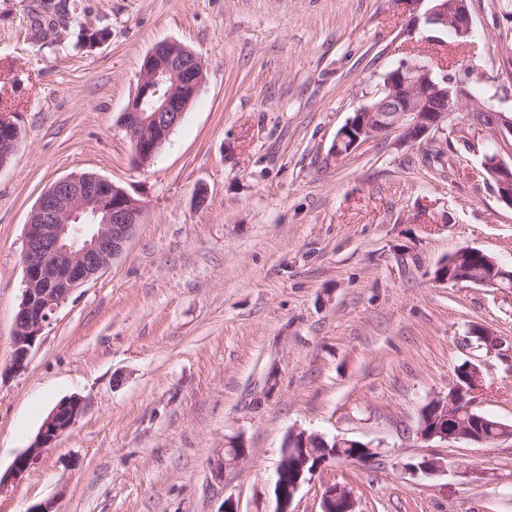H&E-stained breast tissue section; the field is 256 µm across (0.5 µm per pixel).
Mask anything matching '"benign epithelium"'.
<instances>
[{
	"instance_id": "benign-epithelium-1",
	"label": "benign epithelium",
	"mask_w": 512,
	"mask_h": 512,
	"mask_svg": "<svg viewBox=\"0 0 512 512\" xmlns=\"http://www.w3.org/2000/svg\"><path fill=\"white\" fill-rule=\"evenodd\" d=\"M431 27L450 29L460 36L472 32L467 0H403L418 8ZM201 59L177 41L154 45L144 57L134 94L129 99L120 123L130 142L135 161L150 164L171 132L180 124L204 82ZM475 102L466 83L448 81V76L434 75L429 63L402 62L383 76L377 92L368 97L339 131L331 148L338 159L361 144L399 133L401 145L419 143L429 136L445 133L454 114ZM481 134L495 138L512 135V115L495 113L490 128ZM20 142L14 113H0V167L11 159ZM483 168L493 182L497 199L512 208V163L500 155L484 154ZM144 205L119 184L92 172L72 173L52 184L40 197L29 224L26 225L21 262L24 288L15 318L13 352L9 369L23 372L41 332L75 288L89 281L109 263L119 258L143 216ZM486 379L481 366L468 364V376L455 383L446 396H437L425 405L437 422L427 431L420 425V439L431 442L464 440L485 444L474 436L469 418L486 393ZM84 411V400L72 396L61 400L44 420L32 444L14 459L9 476L21 479L31 465L68 434ZM323 435L292 431L283 445L282 457L294 458L291 476L278 465L274 478L273 512H291V505L301 485L315 476L336 456L305 452L308 443ZM336 447L351 445L362 449V457L348 459L353 464H367L378 454L377 447L345 438L333 437ZM444 458L431 456L409 463L411 475L435 476L447 471ZM322 512H355L350 492L337 485L325 488Z\"/></svg>"
}]
</instances>
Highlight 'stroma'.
Masks as SVG:
<instances>
[{"label":"stroma","mask_w":512,"mask_h":512,"mask_svg":"<svg viewBox=\"0 0 512 512\" xmlns=\"http://www.w3.org/2000/svg\"><path fill=\"white\" fill-rule=\"evenodd\" d=\"M0 0V105L20 144L0 169V512H270L290 431L378 445L327 485L356 512H512V440L417 436L421 409L463 362L481 364L478 408L512 424V288L446 285L448 254L512 268V209L463 124L432 142L383 136L336 159L339 130L401 61L432 60L512 113L504 0H468L472 35L414 23L403 0ZM105 30L88 46L86 30ZM175 40L205 81L147 166L120 125L146 53ZM97 173L145 203L125 252L71 294L9 371L25 230L42 193ZM500 337L489 352L473 328ZM80 396L75 428L11 480L52 408ZM248 450L215 479L228 441ZM446 459L434 477L406 463Z\"/></svg>","instance_id":"stroma-1"}]
</instances>
